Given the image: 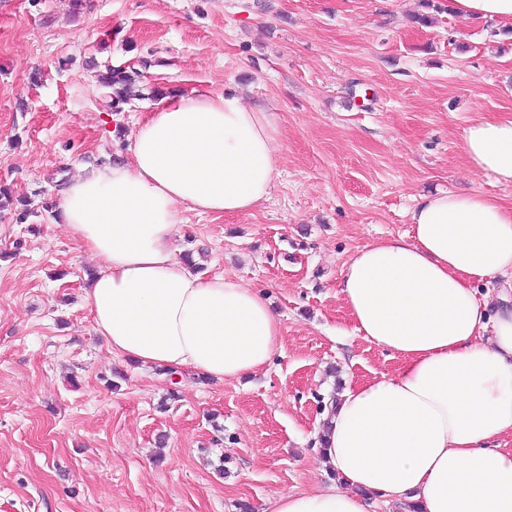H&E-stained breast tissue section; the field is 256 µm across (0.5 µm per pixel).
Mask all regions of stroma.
<instances>
[{
  "mask_svg": "<svg viewBox=\"0 0 512 512\" xmlns=\"http://www.w3.org/2000/svg\"><path fill=\"white\" fill-rule=\"evenodd\" d=\"M93 61L140 72L121 111ZM207 91L276 113L278 174L252 212H185L176 247L262 291L281 349L239 381L135 367L96 336L98 264L55 212H0V512H270L334 487L325 401L400 365L354 334L343 264L408 235L420 195L512 203L462 150L472 120L512 119V23L448 0H0V187L57 204L163 99Z\"/></svg>",
  "mask_w": 512,
  "mask_h": 512,
  "instance_id": "35a3bbf8",
  "label": "stroma"
}]
</instances>
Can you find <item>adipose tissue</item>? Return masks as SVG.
Masks as SVG:
<instances>
[{"mask_svg":"<svg viewBox=\"0 0 512 512\" xmlns=\"http://www.w3.org/2000/svg\"><path fill=\"white\" fill-rule=\"evenodd\" d=\"M469 165L512 185V120H473ZM282 145L271 112L229 93L177 94L137 122L124 159L86 166L57 217L100 272L85 290L93 330L128 361L238 380L267 365L281 324L236 276L202 277L176 255L184 210L237 214L267 198ZM407 236L365 244L340 293L356 335L398 357L349 381L318 447L336 487L286 492L272 512H512V205L481 193L420 196Z\"/></svg>","mask_w":512,"mask_h":512,"instance_id":"adipose-tissue-1","label":"adipose tissue"}]
</instances>
